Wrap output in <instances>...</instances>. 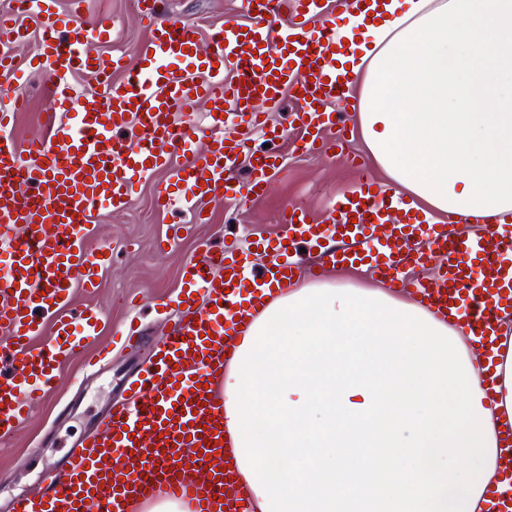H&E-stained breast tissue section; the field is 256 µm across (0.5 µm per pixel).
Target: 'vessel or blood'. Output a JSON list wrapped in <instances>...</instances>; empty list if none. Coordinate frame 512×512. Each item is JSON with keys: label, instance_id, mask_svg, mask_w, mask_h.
Listing matches in <instances>:
<instances>
[{"label": "vessel or blood", "instance_id": "b4317fda", "mask_svg": "<svg viewBox=\"0 0 512 512\" xmlns=\"http://www.w3.org/2000/svg\"><path fill=\"white\" fill-rule=\"evenodd\" d=\"M156 3L139 0L149 38L138 56L108 63L96 47L111 40L112 24L74 23L82 0L66 10L60 0H14L0 11V258L11 266L0 278V330L8 335L0 343V437L27 421L64 361L83 357L93 367L107 355L95 346L102 310L68 314L76 292L93 291L112 258L111 247L88 250L98 215L126 210L135 188L161 171L155 208L168 210L181 196L190 223H208V199L265 194L281 165L256 142L279 139L264 116L287 90L299 103L295 151L332 158L347 142L334 106L348 101L350 88L319 0H248L245 20L224 23L205 52L196 28L160 20ZM24 14L41 27L32 58L13 52L29 37ZM36 69L47 73L53 107L66 119L49 121L21 146L12 128L25 99L14 89ZM78 71L91 72L93 84L75 85ZM116 72L121 81H113ZM199 105L202 125L194 120ZM241 160L250 167L244 184L233 180ZM395 199L364 170L337 197L328 224L290 206L276 239L232 241L219 253L201 247L183 267L177 325L157 343L156 360L129 376L122 402L100 413L61 461L63 480L14 499L10 512H129L132 501L159 492L185 500L190 512H254L237 490L224 403L208 388L265 299L288 294L304 277L367 271L390 292L411 289L438 317L461 315L482 345L493 346L502 314L512 311V225L470 237L458 216L429 225ZM302 247L317 257L307 269L297 258ZM47 330L49 342L39 343Z\"/></svg>", "mask_w": 512, "mask_h": 512}]
</instances>
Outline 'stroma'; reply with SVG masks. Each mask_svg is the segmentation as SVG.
<instances>
[{
    "label": "stroma",
    "mask_w": 512,
    "mask_h": 512,
    "mask_svg": "<svg viewBox=\"0 0 512 512\" xmlns=\"http://www.w3.org/2000/svg\"><path fill=\"white\" fill-rule=\"evenodd\" d=\"M164 8L166 17L196 25L204 49L215 29L245 17L242 0H165ZM103 17L111 19L114 32L110 43L98 46L99 56L106 59L117 53L135 58L147 41L138 0H84L83 20ZM18 91L27 105L16 115L13 136L22 145L43 131L52 110V94L46 79L39 75L26 78ZM297 108V102L287 95L280 111L267 116L270 126L284 132L283 140L274 148L285 156L283 169L269 192L243 205L232 200L208 203V223L195 225L174 250L160 253L155 245L181 211H157L152 204V185L138 189L125 212L100 216L89 246L94 249L101 243H111L112 264L103 272L97 291L90 296L77 294L74 305L79 308L92 303L104 309L102 344H110L114 333L132 317L143 323L149 340L170 330V323L159 318L155 306L178 294L181 268L202 243L220 245L232 236L275 238L282 213L291 205L304 208L317 220H327L332 200L353 187L358 167L373 168L370 155L357 138L332 160L295 153L292 143L297 133L290 121ZM148 354L145 348L113 351L108 366L90 378L80 361L72 360L61 367L54 392L17 432L0 440V512H6L11 498L36 491L42 474L68 452L92 416L119 400L125 375L146 361Z\"/></svg>",
    "instance_id": "stroma-1"
}]
</instances>
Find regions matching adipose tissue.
Wrapping results in <instances>:
<instances>
[{"mask_svg":"<svg viewBox=\"0 0 512 512\" xmlns=\"http://www.w3.org/2000/svg\"><path fill=\"white\" fill-rule=\"evenodd\" d=\"M362 139L425 219L512 215V0H349ZM473 333L362 285L268 304L223 379L259 512H483L502 486L512 337L484 386Z\"/></svg>","mask_w":512,"mask_h":512,"instance_id":"adipose-tissue-1","label":"adipose tissue"}]
</instances>
